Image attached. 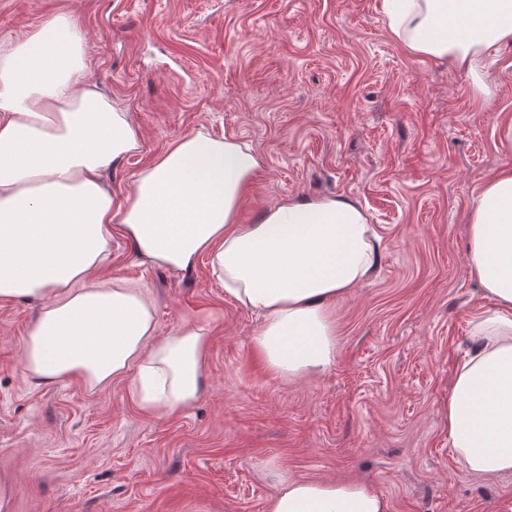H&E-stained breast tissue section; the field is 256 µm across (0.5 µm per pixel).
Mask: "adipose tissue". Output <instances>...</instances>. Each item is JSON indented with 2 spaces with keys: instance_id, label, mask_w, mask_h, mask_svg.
<instances>
[{
  "instance_id": "ef3b65f1",
  "label": "adipose tissue",
  "mask_w": 512,
  "mask_h": 512,
  "mask_svg": "<svg viewBox=\"0 0 512 512\" xmlns=\"http://www.w3.org/2000/svg\"><path fill=\"white\" fill-rule=\"evenodd\" d=\"M382 10L407 52L475 75L488 48L512 43V0H382ZM84 42L60 16L0 47V302L42 304L23 339L25 375L40 385L77 378L92 391L124 379L138 408L157 418L200 397L209 327L158 335L147 288L101 278L117 233L149 267L186 272L206 257L225 292L260 316L252 345L272 375L332 366L331 303L361 287L381 258L360 207L294 199L260 223H237L259 158L247 144L200 133L156 156L114 207L101 172L139 138L92 80ZM467 239L469 273L493 307L472 318L474 340L437 415L467 474L492 478L512 473L511 165L483 185ZM265 512L391 508L363 481L283 476Z\"/></svg>"
}]
</instances>
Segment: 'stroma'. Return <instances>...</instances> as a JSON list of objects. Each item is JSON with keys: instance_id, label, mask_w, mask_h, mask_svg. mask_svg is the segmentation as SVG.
<instances>
[{"instance_id": "35a3bbf8", "label": "stroma", "mask_w": 512, "mask_h": 512, "mask_svg": "<svg viewBox=\"0 0 512 512\" xmlns=\"http://www.w3.org/2000/svg\"><path fill=\"white\" fill-rule=\"evenodd\" d=\"M85 34L93 81L126 112L139 150L106 167L122 204L138 173L196 133L247 143L260 166L237 220L293 198L357 202L382 239L380 264L334 301L335 363L299 381L271 376L251 345L257 316L207 259L178 274L142 265L112 238L102 271L139 280L160 333L210 327L201 398L142 413L121 379L27 380L22 344L39 308L0 302V481L8 512H264L278 477L367 482L392 512H512V473L468 475L436 409L490 307L470 277L466 219L512 153V46L465 71L410 55L381 0H0V43L55 16Z\"/></svg>"}]
</instances>
